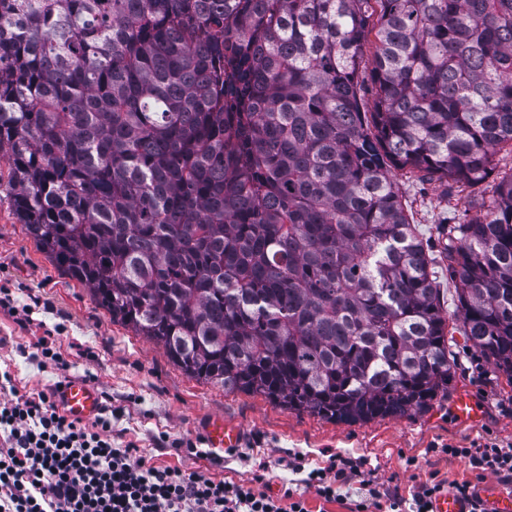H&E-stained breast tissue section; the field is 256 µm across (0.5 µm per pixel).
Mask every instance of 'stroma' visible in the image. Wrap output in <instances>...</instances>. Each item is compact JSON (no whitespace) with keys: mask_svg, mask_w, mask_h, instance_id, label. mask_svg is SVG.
Instances as JSON below:
<instances>
[{"mask_svg":"<svg viewBox=\"0 0 512 512\" xmlns=\"http://www.w3.org/2000/svg\"><path fill=\"white\" fill-rule=\"evenodd\" d=\"M396 190L411 208L412 222L434 246H442L458 202L448 186L405 169L392 168ZM0 286L8 288L13 308L0 307V367L10 369L11 388L0 389V402L81 379L95 386L105 404L117 408L112 433L117 444L134 443L146 458L198 471L214 479L250 478L260 461L271 465L266 492L279 495L291 471L285 464L304 456L309 467L325 465L329 455L358 458L364 465L328 502L314 489L298 485L308 512H349L365 485L399 486L403 497L430 476L446 483L474 482L478 494L512 490L491 473L477 476L467 459L448 457L445 449L474 448L493 439L512 445V382L486 362L463 336L450 346L453 376L448 392L425 411L367 422H340L277 405L264 396L227 391L185 375L164 350L112 320L88 288L65 275L27 236L13 206L12 163L0 153ZM28 315H21V308ZM58 328V365L43 363L37 342ZM466 394L481 408L470 423L450 406ZM215 415L243 432L237 454L207 448L202 434ZM193 441L199 452L177 450Z\"/></svg>","mask_w":512,"mask_h":512,"instance_id":"obj_1","label":"stroma"}]
</instances>
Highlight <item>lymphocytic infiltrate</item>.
<instances>
[{"instance_id":"obj_1","label":"lymphocytic infiltrate","mask_w":512,"mask_h":512,"mask_svg":"<svg viewBox=\"0 0 512 512\" xmlns=\"http://www.w3.org/2000/svg\"><path fill=\"white\" fill-rule=\"evenodd\" d=\"M447 454L468 459L478 473L512 482V448L489 441L479 448L451 447ZM361 466L334 456L313 469L301 457L288 464L328 501ZM268 472L262 464L251 479L216 481L148 462L134 444L116 446L109 412L86 423L70 418L44 393L0 403V512H307L290 486H283L277 499L258 492ZM448 489L469 500L473 512H485L471 483L449 488L433 478L414 490V512H432Z\"/></svg>"}]
</instances>
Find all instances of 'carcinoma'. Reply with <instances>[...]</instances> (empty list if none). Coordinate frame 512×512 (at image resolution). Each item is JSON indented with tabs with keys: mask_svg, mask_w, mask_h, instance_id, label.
<instances>
[{
	"mask_svg": "<svg viewBox=\"0 0 512 512\" xmlns=\"http://www.w3.org/2000/svg\"><path fill=\"white\" fill-rule=\"evenodd\" d=\"M4 149L36 248L193 379L421 412L450 315L512 379V166L448 229L451 313L389 169L463 191L512 155V0H0ZM376 38L374 32L368 37L363 45V62L361 70V78L363 79V91L361 94L364 97L363 105L367 112L373 111L374 101L376 98V87L371 78V60L376 51Z\"/></svg>",
	"mask_w": 512,
	"mask_h": 512,
	"instance_id": "1",
	"label": "carcinoma"
}]
</instances>
